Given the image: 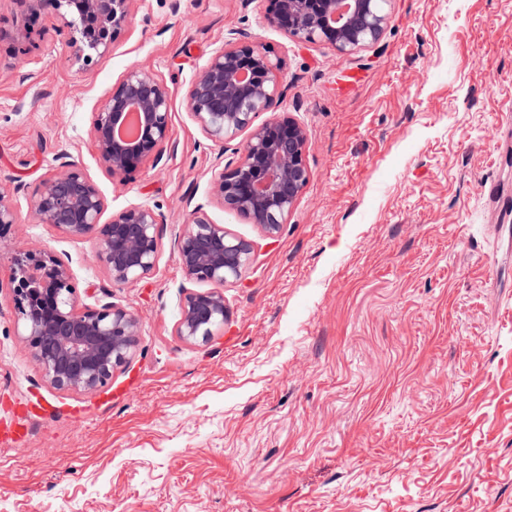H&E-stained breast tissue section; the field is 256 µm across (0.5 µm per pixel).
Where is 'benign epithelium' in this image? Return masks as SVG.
<instances>
[{
    "label": "benign epithelium",
    "mask_w": 512,
    "mask_h": 512,
    "mask_svg": "<svg viewBox=\"0 0 512 512\" xmlns=\"http://www.w3.org/2000/svg\"><path fill=\"white\" fill-rule=\"evenodd\" d=\"M54 9L68 29L75 53L105 54L130 24L134 0H33ZM268 23L295 41L328 45L349 55L376 42L388 17L379 0H267ZM279 61L253 41H237L213 52L187 93L190 113L204 132L224 144L247 133L241 156L213 182V198L275 238L287 223L309 181L307 134L286 112L262 123L259 114L281 97ZM137 114L131 138L115 131ZM171 105L167 87L147 67L129 68L99 104L91 140L100 164L112 177L126 175L149 157L160 159L167 143ZM31 212L74 240L91 242L95 263L111 283L125 286L150 274L158 253L160 215L148 206L127 207L101 222L106 199L98 185L73 161L43 180L30 201ZM10 188L0 184V226L16 223ZM252 244L213 223L195 208L178 247L185 281L206 283L186 292L177 335L208 342L224 325L222 287L238 280ZM12 284L18 335L27 342L49 382L62 390L94 392L108 385L130 359L139 320L109 303L78 307L69 267L41 249L22 247L13 258Z\"/></svg>",
    "instance_id": "1"
}]
</instances>
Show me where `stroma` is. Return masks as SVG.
<instances>
[{"mask_svg":"<svg viewBox=\"0 0 512 512\" xmlns=\"http://www.w3.org/2000/svg\"><path fill=\"white\" fill-rule=\"evenodd\" d=\"M266 0H135L108 53L75 58L52 10L0 0V512H512V0H387L381 38L341 56L269 26ZM257 41L283 66L276 104L307 133L310 178L273 239L225 210L213 179L240 141H212L187 91L216 49ZM136 64L171 100L168 146L125 182L91 143L94 113ZM67 160L103 221L161 213L158 256L116 287L89 242L30 200ZM249 241L210 344L176 334L177 245L195 206ZM70 268L80 306L139 319L137 346L93 393L56 389L17 333L11 256Z\"/></svg>","mask_w":512,"mask_h":512,"instance_id":"obj_1","label":"stroma"}]
</instances>
